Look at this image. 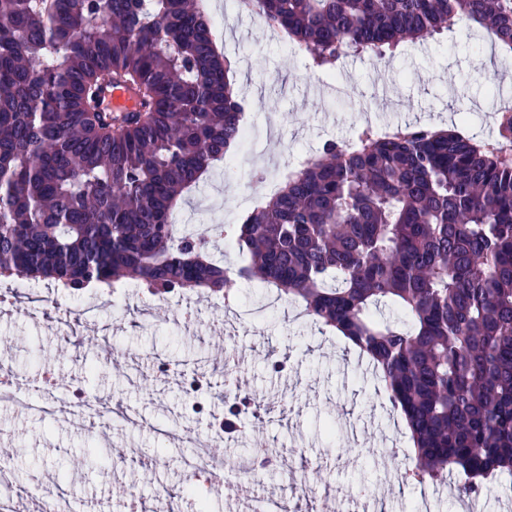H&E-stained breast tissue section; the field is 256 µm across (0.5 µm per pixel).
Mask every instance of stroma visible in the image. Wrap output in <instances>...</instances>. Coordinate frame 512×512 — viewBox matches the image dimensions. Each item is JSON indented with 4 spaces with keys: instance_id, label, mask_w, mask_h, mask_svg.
<instances>
[{
    "instance_id": "1",
    "label": "stroma",
    "mask_w": 512,
    "mask_h": 512,
    "mask_svg": "<svg viewBox=\"0 0 512 512\" xmlns=\"http://www.w3.org/2000/svg\"><path fill=\"white\" fill-rule=\"evenodd\" d=\"M217 2L237 26L221 43L224 51L244 56L237 71L246 86L252 142L241 166L216 170L183 202L180 212L194 233L239 223L235 201L253 174H274L283 164L310 157L324 140H345L365 122L433 127L457 120L463 133L490 142L497 131L487 110L512 100V57L494 58L483 34L463 26L404 43L387 63L344 58L335 78L328 79L271 39L258 20L239 14L235 0ZM27 287L38 292V300L23 294L0 310V355L8 356L20 386L30 391L42 375L58 376L90 400L116 398L139 424L130 427L118 418L102 434L70 425L62 413L26 414L0 403V448L14 451L15 492L57 480L63 467L69 478L62 505L120 512L118 483L136 479L147 463L144 512L166 488L182 491L179 512H193L199 499L207 501L209 512H237L238 502L216 487L266 444L279 459L262 470L263 486L279 491L293 480L313 489V496L300 502L302 512H318L325 496L340 489L370 493L369 512H414L425 493L433 497L434 512H456L450 494L440 493L438 485L402 482L413 444L369 361L336 332L294 320L290 300L275 290L241 280L227 302L206 291L159 300L136 288L109 297L95 322L78 327L68 345L47 315L78 307L79 299L41 281ZM219 337L227 350L246 348L243 376L258 415L246 418L243 433L223 434L218 445L208 447V455L222 465L210 482H196L182 465L188 448L159 441L154 427L205 428V416L181 415L182 384L194 375L208 382L207 413L223 412L227 372L216 363ZM281 358L285 368L272 370V361ZM103 359L108 366L102 370ZM157 359L171 364L170 375L154 373L151 363ZM94 448L111 449L110 465L98 471L81 466L84 453Z\"/></svg>"
}]
</instances>
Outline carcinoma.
<instances>
[{"instance_id":"carcinoma-1","label":"carcinoma","mask_w":512,"mask_h":512,"mask_svg":"<svg viewBox=\"0 0 512 512\" xmlns=\"http://www.w3.org/2000/svg\"><path fill=\"white\" fill-rule=\"evenodd\" d=\"M311 67L382 59L477 24L512 55V0H239ZM200 0H0V279L152 296L256 280L366 356L404 416L412 477L512 474V154L413 126L327 140L278 195L220 226L249 260L171 223L243 139L246 102ZM136 109L108 112L114 86Z\"/></svg>"}]
</instances>
